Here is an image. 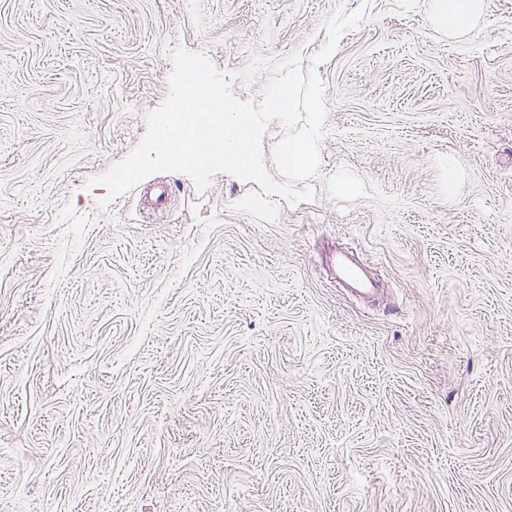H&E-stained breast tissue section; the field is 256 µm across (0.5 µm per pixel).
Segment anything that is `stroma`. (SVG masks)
Listing matches in <instances>:
<instances>
[{
	"mask_svg": "<svg viewBox=\"0 0 512 512\" xmlns=\"http://www.w3.org/2000/svg\"><path fill=\"white\" fill-rule=\"evenodd\" d=\"M180 49L314 68L313 200L98 183ZM0 512H512V0H0ZM431 15L450 30L466 29L481 7L480 0H428ZM336 285L353 296L372 299L378 292V284L371 279L362 260L353 252L336 250L328 259Z\"/></svg>",
	"mask_w": 512,
	"mask_h": 512,
	"instance_id": "obj_1",
	"label": "stroma"
}]
</instances>
